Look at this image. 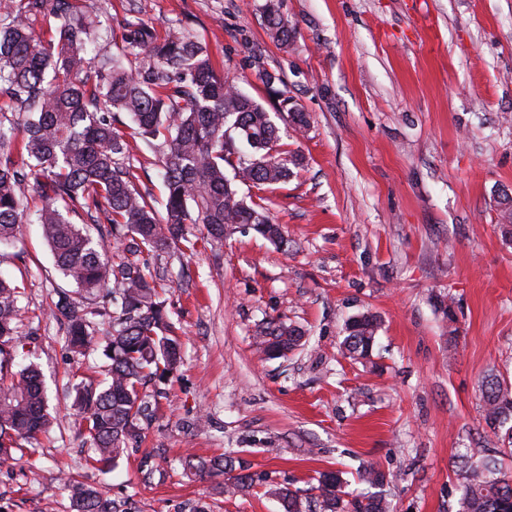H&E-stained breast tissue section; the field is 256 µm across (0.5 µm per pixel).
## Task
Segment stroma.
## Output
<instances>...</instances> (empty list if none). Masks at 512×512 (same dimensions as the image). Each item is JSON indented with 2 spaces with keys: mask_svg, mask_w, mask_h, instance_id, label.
Wrapping results in <instances>:
<instances>
[{
  "mask_svg": "<svg viewBox=\"0 0 512 512\" xmlns=\"http://www.w3.org/2000/svg\"><path fill=\"white\" fill-rule=\"evenodd\" d=\"M264 4L79 0L101 56L126 20L197 35L305 165L262 192L287 246L239 224L214 247L190 224L195 251L157 261L183 361L143 443L106 472L87 463L71 396L73 374L100 353L71 360L49 313L65 282L34 219L41 197L25 186L29 219L0 251V276L24 290L20 330L52 424L0 466V512H69L68 474L134 512H281L275 489L306 490L333 470L357 493L367 464L396 475L394 512H456L458 453L474 438L502 448L481 389L491 373L512 383V242L497 226L512 194V0H279L293 31L285 49L266 33ZM263 69L308 129L279 111ZM366 311L381 328L371 361L358 362L339 347ZM273 320L301 330L304 346L260 353L255 338ZM189 453L245 460L262 480L225 487L184 470Z\"/></svg>",
  "mask_w": 512,
  "mask_h": 512,
  "instance_id": "stroma-1",
  "label": "stroma"
}]
</instances>
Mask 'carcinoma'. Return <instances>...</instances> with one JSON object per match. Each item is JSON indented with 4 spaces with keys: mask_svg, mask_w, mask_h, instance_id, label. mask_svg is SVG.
Returning <instances> with one entry per match:
<instances>
[{
    "mask_svg": "<svg viewBox=\"0 0 512 512\" xmlns=\"http://www.w3.org/2000/svg\"><path fill=\"white\" fill-rule=\"evenodd\" d=\"M48 13L56 20L54 38L35 35L33 21ZM270 38L286 47L291 30L277 4H265ZM98 39L82 15L78 0H4L0 2V245L11 242L26 217L22 187L32 181L42 198L37 213L55 266L73 291L58 292L51 314L67 323L66 348L72 358L92 345L101 349L104 379L81 380L74 387L79 411L77 433L91 451L88 462L115 466L129 448L142 441L155 408L148 384L167 380L182 363V343L165 313L163 288L153 261L161 254L196 242L185 225L204 224L209 241L223 245L233 224H248L261 237L286 246L282 227L262 202L239 196L236 182L261 190L283 184L302 158L283 148L272 115L213 68L208 49L182 29L160 34L139 20L122 29V44L96 67L88 53ZM281 109L294 126H308L305 113L280 92ZM26 114L22 128L11 115ZM125 113L133 127L116 124ZM27 168L13 159L17 131ZM140 140L162 163L165 215L137 189L138 173L127 162L132 141ZM234 170V179L225 167ZM84 212L95 224L106 223V235L94 237L71 216ZM505 239L512 238V201L499 207ZM122 249L113 261L105 256L107 238ZM19 286L0 277V462L25 456L49 425L44 382L38 368L18 363L29 337L19 331L24 314ZM111 328L96 336L99 321ZM378 318L366 313L346 324L345 357L370 358ZM304 334L271 322L257 345L279 358L302 345ZM485 424L512 454V386L490 374L482 385ZM184 467L199 475L224 477L235 489L250 488L261 476L240 460L217 455L208 460L186 455ZM461 488L459 512H512V472L483 448H466L457 456ZM371 488L395 476L373 466L359 472ZM71 512H127L95 487L70 476L66 480ZM315 498L320 512H392L379 494L345 490L337 471L322 472ZM284 512H300L298 492H277Z\"/></svg>",
    "mask_w": 512,
    "mask_h": 512,
    "instance_id": "obj_1",
    "label": "carcinoma"
}]
</instances>
